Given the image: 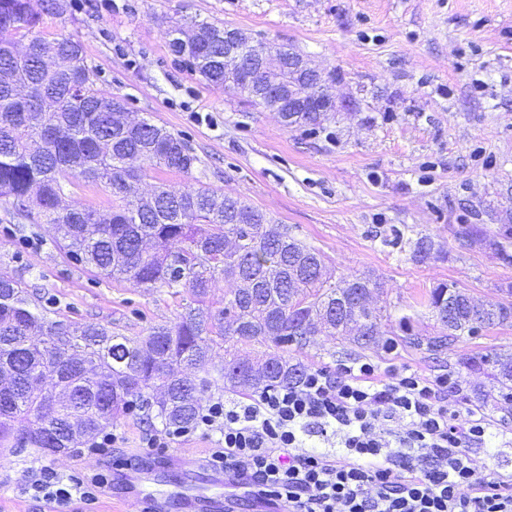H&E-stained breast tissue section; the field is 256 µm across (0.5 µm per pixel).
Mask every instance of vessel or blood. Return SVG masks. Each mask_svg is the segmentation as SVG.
Wrapping results in <instances>:
<instances>
[{
    "mask_svg": "<svg viewBox=\"0 0 512 512\" xmlns=\"http://www.w3.org/2000/svg\"><path fill=\"white\" fill-rule=\"evenodd\" d=\"M133 492L144 493L148 485H159L164 481L162 472L146 471L139 465H130L127 473ZM187 512H235L242 501H250L254 512H272L269 503L260 497L252 485L242 479L228 480L223 473H213L208 486L186 483L178 492Z\"/></svg>",
    "mask_w": 512,
    "mask_h": 512,
    "instance_id": "vessel-or-blood-1",
    "label": "vessel or blood"
}]
</instances>
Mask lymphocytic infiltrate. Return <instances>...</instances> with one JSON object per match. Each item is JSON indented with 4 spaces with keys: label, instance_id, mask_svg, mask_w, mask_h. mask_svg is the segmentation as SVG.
I'll return each mask as SVG.
<instances>
[{
    "label": "lymphocytic infiltrate",
    "instance_id": "obj_1",
    "mask_svg": "<svg viewBox=\"0 0 512 512\" xmlns=\"http://www.w3.org/2000/svg\"><path fill=\"white\" fill-rule=\"evenodd\" d=\"M213 436L212 469L244 478L286 512H512V475L475 455L512 453V431L468 407L458 377L356 359L241 399L212 397L194 425L147 430L144 448ZM108 474L40 465L25 489L57 512H97Z\"/></svg>",
    "mask_w": 512,
    "mask_h": 512
}]
</instances>
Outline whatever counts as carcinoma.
Wrapping results in <instances>:
<instances>
[{
  "instance_id": "carcinoma-1",
  "label": "carcinoma",
  "mask_w": 512,
  "mask_h": 512,
  "mask_svg": "<svg viewBox=\"0 0 512 512\" xmlns=\"http://www.w3.org/2000/svg\"><path fill=\"white\" fill-rule=\"evenodd\" d=\"M0 0V196L16 215L49 224L55 242L76 262L140 288H167L192 300L174 324L126 336L99 322H64L50 316L25 279L0 270V447L76 448L123 416L144 390L147 421L193 423L206 394L241 395L296 383L307 370L284 352L309 343L304 322L332 336L355 333L371 344L379 314L369 301L377 284L355 277L330 282L323 257L288 225L212 187L177 189L136 185L157 169L192 173L197 156L187 144L148 118L126 123L125 105L97 88L83 48L71 36L51 40L35 33L43 15L62 17L65 0ZM185 61L205 81L232 85L254 99L253 84L224 70V27L192 23L172 27L170 48L194 27ZM109 189V210L72 198L79 183ZM230 285L224 306L206 304L217 278ZM427 307L448 334L422 342L441 348L452 336L512 321V305L479 308L456 285L430 291ZM264 347L268 373L253 378L236 345ZM224 357L197 381L181 377ZM500 384L512 383V357L495 358ZM74 385L71 399L51 403L36 381Z\"/></svg>"
}]
</instances>
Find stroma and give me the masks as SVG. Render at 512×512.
Wrapping results in <instances>:
<instances>
[{
    "label": "stroma",
    "mask_w": 512,
    "mask_h": 512,
    "mask_svg": "<svg viewBox=\"0 0 512 512\" xmlns=\"http://www.w3.org/2000/svg\"><path fill=\"white\" fill-rule=\"evenodd\" d=\"M65 17H44L48 38L79 40L98 86L136 116L184 139L198 158L191 174L152 172L151 183L206 184L239 197L320 249L332 281L377 282L381 310L371 347L318 331L293 360L335 368L345 360L383 362L399 340L397 364L424 374L449 371L469 404L502 415V389L487 358L512 356V326L449 341L433 354L403 339L399 316L415 313L413 332L440 326L425 307L437 285H456L481 308L512 303V0H67ZM207 20L255 40L293 47L324 71L346 107L319 128H284L277 113L213 86L175 59L173 22ZM0 198V269L36 286L62 321L112 325L128 336L177 321L182 296L100 276L59 251L46 224L30 237ZM430 237L427 259L416 241ZM144 416L114 428L123 447L101 457L77 448L40 457L0 448V512H48L17 483L43 461L64 475L108 473L99 512H142L127 492V462L166 467V491L186 477L168 468L174 454L207 456L214 442L194 437L151 452L141 447Z\"/></svg>",
    "instance_id": "stroma-1"
}]
</instances>
